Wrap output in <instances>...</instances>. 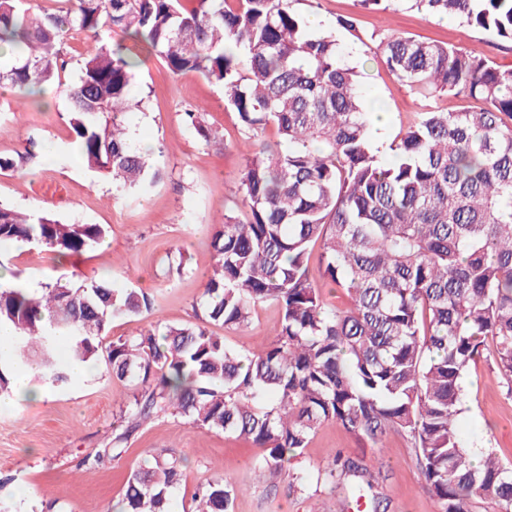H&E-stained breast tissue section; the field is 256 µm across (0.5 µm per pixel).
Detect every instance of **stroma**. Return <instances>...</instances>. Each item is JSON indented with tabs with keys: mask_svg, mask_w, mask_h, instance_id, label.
Wrapping results in <instances>:
<instances>
[{
	"mask_svg": "<svg viewBox=\"0 0 512 512\" xmlns=\"http://www.w3.org/2000/svg\"><path fill=\"white\" fill-rule=\"evenodd\" d=\"M293 9L303 17L321 16L325 33L344 46L364 98L385 104L388 142L405 131L424 101L370 53L360 35L396 32L475 49L512 65V44L457 19L403 7L369 10L359 0H295ZM343 16L356 18V33L337 26ZM133 91L142 104L126 116L131 143L162 148L167 165L164 180L143 191L115 189L111 180L93 176L77 160L65 97L48 96L39 107L0 93V158L14 163L9 171H0V202L66 222L99 224L106 231L103 243L79 257L11 244L0 250V277L7 286L20 284L34 294L49 276L71 273L82 281L106 280L116 288L148 293L151 313L113 319L102 336L106 344L151 323H193V308L213 264L214 227L226 211L245 214L236 190L248 153L237 115L224 102L223 87L195 73L174 75L160 57L151 55L134 70ZM190 109L202 110L215 134L211 143L185 123L183 114ZM279 330V309L271 303L255 310L245 331L212 327L234 349L270 344ZM131 395L124 382L96 369L55 389L51 398L20 397L12 408L0 410V500L12 512H119L131 469L143 465L148 449L166 448L182 458L185 473L173 494L175 512H192L197 485L220 478L240 487L234 512H313L318 503L325 512H358L344 491L317 481L333 452L341 450L363 457L375 471L379 489L390 501L389 512H438L407 436L392 433L382 447L371 448L331 422L317 429L292 466L311 479L303 491L288 490L284 472L256 481L253 464L262 451L250 440L172 416L142 424L121 458L106 456L114 419ZM463 406L458 419L462 438L512 463V395L485 359H477L463 381ZM95 453L100 462L82 468V459Z\"/></svg>",
	"mask_w": 512,
	"mask_h": 512,
	"instance_id": "35a3bbf8",
	"label": "stroma"
}]
</instances>
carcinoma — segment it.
Returning a JSON list of instances; mask_svg holds the SVG:
<instances>
[{
	"instance_id": "1",
	"label": "carcinoma",
	"mask_w": 512,
	"mask_h": 512,
	"mask_svg": "<svg viewBox=\"0 0 512 512\" xmlns=\"http://www.w3.org/2000/svg\"><path fill=\"white\" fill-rule=\"evenodd\" d=\"M48 12L0 0V88L36 95L64 90L76 154L94 173L127 189L166 174L162 153L129 143L124 122L136 60L125 41L175 75L198 73L224 86L254 151L237 191L245 219L226 213L214 232L212 274L195 306L198 322L157 327L105 346L114 318L152 309L145 292L106 282L56 278L42 294L0 288V325L15 330L11 359H0V392L14 366L39 360L36 378L69 382L58 337L70 358L91 361L128 383L112 458L144 422L160 416L252 440L260 474L281 472L311 436L332 422L374 447L391 433L411 437L439 512H512V464L489 452L474 460L457 420L462 381L484 356L512 395V66L402 34L370 36L386 68L425 100L454 96L448 111L426 105L378 160L373 112L355 68L331 35L314 37L293 0H58ZM457 17L512 43V0H361ZM123 40L112 43V33ZM87 50L76 81L62 73L65 42ZM185 120L202 141L215 138L201 113ZM275 129L276 147L257 145ZM99 224L23 215L0 203V245L36 244L62 256L100 243ZM319 246L318 253L313 247ZM348 298L320 300L310 277ZM274 303L273 343L235 351L209 328L242 330L255 308ZM181 460L155 449L127 478L121 512H171ZM324 481L388 512L373 472L359 456L333 454ZM227 478L194 494L195 512H232Z\"/></svg>"
}]
</instances>
